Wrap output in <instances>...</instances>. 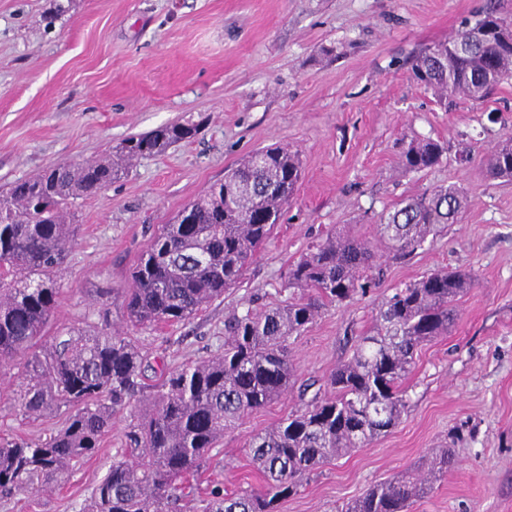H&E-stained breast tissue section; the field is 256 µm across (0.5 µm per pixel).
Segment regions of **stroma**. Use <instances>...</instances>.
Instances as JSON below:
<instances>
[{
	"label": "stroma",
	"instance_id": "obj_1",
	"mask_svg": "<svg viewBox=\"0 0 512 512\" xmlns=\"http://www.w3.org/2000/svg\"><path fill=\"white\" fill-rule=\"evenodd\" d=\"M490 6L512 26V0H0V188L171 123L199 128L76 199L78 244L57 274L52 327L124 328L122 290L160 225L253 150L278 143L300 153L298 190L241 283L189 320L135 332L155 370L223 350L224 320L249 297L287 300L291 265L328 231L370 237L403 198L448 184L468 194L458 223L386 258L379 286L327 306L292 338L294 389L225 433L180 512H201L215 486L260 490L251 437L312 399L395 288L438 268L475 282L457 302L456 325L417 357L399 424L321 466L280 512H341L445 447L454 466L411 512H512V181L481 165L512 134V79L485 100L443 108L411 77L419 54ZM423 137L445 142L446 159L427 172L399 169L404 144ZM21 390L19 366L0 365V434L45 438L63 416L24 419ZM126 425L118 420L60 486L0 499V512H78Z\"/></svg>",
	"mask_w": 512,
	"mask_h": 512
}]
</instances>
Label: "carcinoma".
I'll return each instance as SVG.
<instances>
[{
  "label": "carcinoma",
  "mask_w": 512,
  "mask_h": 512,
  "mask_svg": "<svg viewBox=\"0 0 512 512\" xmlns=\"http://www.w3.org/2000/svg\"><path fill=\"white\" fill-rule=\"evenodd\" d=\"M412 69L438 104L447 105L450 97L476 101L512 77V47L489 36L473 41L464 25L419 56ZM196 133L195 125L173 123L134 135L102 157L50 166L0 194V362L23 361L25 417L66 411L62 427L44 441L0 438V498L65 481L72 464L92 455L127 410L129 448L112 461L79 512H177L190 478L224 432L293 389L290 338L313 327L326 306L349 303L378 285L382 251L399 258L412 254L441 225L455 223L466 201L457 187L441 186L383 214L372 238L349 230L326 235L288 272L287 287L300 296L228 316L222 351L163 371L158 389L147 395L146 358L131 337L79 327L48 333L61 294L55 275L76 244L74 198L97 192L126 166ZM447 152L440 140L415 139L398 165L424 172L443 163ZM484 167L491 179L512 180L511 134L494 145ZM301 173L296 152L264 147L228 169L224 181L187 204L174 223L162 225L124 289L126 322L140 328L177 324L239 285ZM471 286L466 274L437 270L396 289L324 393L251 438L250 462L263 490L233 496L216 491L206 512H279L312 471L395 428L418 350L448 335L457 320L455 303ZM453 464L444 448L418 473L371 486L344 512H409Z\"/></svg>",
  "instance_id": "carcinoma-1"
}]
</instances>
